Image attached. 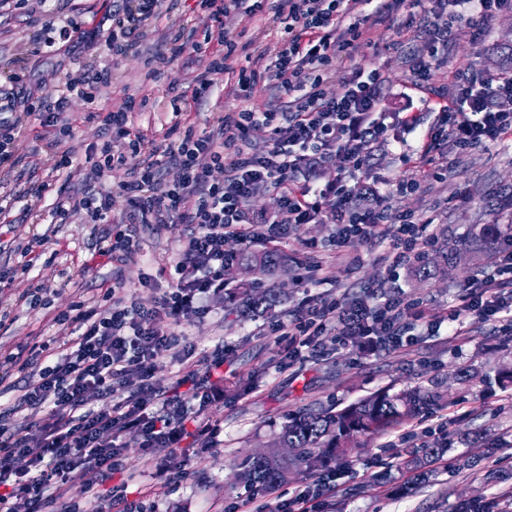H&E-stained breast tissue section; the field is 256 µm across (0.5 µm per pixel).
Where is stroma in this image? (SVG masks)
<instances>
[{
	"mask_svg": "<svg viewBox=\"0 0 512 512\" xmlns=\"http://www.w3.org/2000/svg\"><path fill=\"white\" fill-rule=\"evenodd\" d=\"M126 0H48L45 11L30 12L9 4L0 8V87L14 88L19 97L31 101L45 97L62 84L67 73L78 67L113 69L114 77L102 87L97 111L109 112L135 99V125L155 137L177 122L211 128L218 116L235 107L224 76H217L211 96L201 105L183 106L174 114L173 104L192 78L203 72L206 59L190 67L174 64L150 76L146 61L158 52L171 32L201 38L204 21L193 9V0H164L160 19L145 28L134 54L113 63L106 47L112 14ZM81 20L78 37L45 47L49 24L66 18ZM481 38L462 37L441 56L436 70L438 85H446L457 66L473 63L498 71L512 66V12H504L482 23ZM21 73L19 86L10 76ZM390 112L414 111L415 129L394 127L393 142L377 153V163L392 183L414 178L410 163L401 161L403 149H416L438 115L426 105L420 92H406L407 65L394 57L388 65ZM47 133L32 123L17 144V163L0 168V194L16 200L13 224L0 234L8 246L0 251V266L22 263L24 250L39 236L46 241L51 261H37L26 273L17 274L9 288L0 290V307L14 310L18 319L0 334V363L6 356L27 349L35 341L61 346L70 342L68 326L57 324V314L76 293L96 295L100 281L122 278L141 306L149 308L158 293L140 287L141 278L157 277L166 285L160 269L169 268L182 243L183 225L168 224L142 232L140 251L123 266L107 264L96 276L83 278L82 288L72 280L83 262L93 254L100 227L82 223L72 216L69 223L55 224L50 211L53 196H46L36 215L24 206L31 200L35 183L66 184L69 193L82 190L80 175L56 172L47 147ZM387 204L392 212L433 215L436 241L428 256L455 247L467 238L476 224H512V140L487 148L478 147L451 158L449 169L439 179L424 183L412 194L392 192ZM331 224H302L287 238L268 244H250L226 239L228 251L268 249L287 255L289 263L266 277L268 287L277 289L279 300L270 310L242 314L234 294L248 280L245 271L224 272V292L209 300L206 317L193 319L185 331L196 353L224 349V397L213 402L208 415L218 431L206 447L189 451L179 448L149 453L136 434L123 437L124 473L114 475L101 493L111 496L114 488L124 490L128 500L144 502L148 512H250L253 497L236 481L237 465L246 455L271 448L289 416L305 409L335 404L345 406L383 389L398 393L423 386L449 394V404L419 415L414 429L443 422L448 426L444 464L430 463L410 468L412 445L390 443L388 435H361L356 448L336 462V491L320 494L322 512H454L464 505L478 506L492 497L506 503L512 512V475L497 477L500 457L512 454V381L499 380L501 365L512 363V335L500 332L496 323L470 321L461 340L448 337L447 328L428 331L415 323L406 329V342L366 355L354 343L336 344L335 333L326 340L333 348L326 357L295 362L279 369L288 356L287 342L270 336L271 327L288 320L307 295L333 297L341 307L355 298L366 297L368 305L379 303L381 294L403 293L416 299L429 319L444 318L464 286L481 276L489 262L487 250L467 254L447 277L421 281L411 271L400 270L395 282L385 283L384 257L388 242L361 243L350 247L356 264L334 258Z\"/></svg>",
	"mask_w": 512,
	"mask_h": 512,
	"instance_id": "obj_1",
	"label": "stroma"
}]
</instances>
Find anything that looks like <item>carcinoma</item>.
<instances>
[{"mask_svg": "<svg viewBox=\"0 0 512 512\" xmlns=\"http://www.w3.org/2000/svg\"><path fill=\"white\" fill-rule=\"evenodd\" d=\"M458 257L459 252L455 248L440 251L432 261H423L415 267L414 276L426 281L445 275ZM234 261L263 274L286 263V259L275 251L236 254ZM239 295L243 311L248 313L271 307L277 297L273 289L258 295L244 288ZM443 400L444 394L415 386L393 395L379 392L339 410L329 405L300 411L288 420L278 436V445L294 449V454L284 457L273 449L263 457L247 456L238 463V481L254 491L264 492L281 482L293 468L310 470L331 457L339 459L346 456L354 436L397 428Z\"/></svg>", "mask_w": 512, "mask_h": 512, "instance_id": "obj_1", "label": "carcinoma"}]
</instances>
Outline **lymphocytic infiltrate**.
Wrapping results in <instances>:
<instances>
[{
	"instance_id": "1",
	"label": "lymphocytic infiltrate",
	"mask_w": 512,
	"mask_h": 512,
	"mask_svg": "<svg viewBox=\"0 0 512 512\" xmlns=\"http://www.w3.org/2000/svg\"><path fill=\"white\" fill-rule=\"evenodd\" d=\"M161 0H133L124 16L114 18L107 48L112 56L136 48L145 26L159 16ZM208 20L202 39L171 32L156 63L191 61L211 50L205 72L192 81L191 100L208 98L215 76H228L239 105L224 112L208 131L186 126L179 136L156 140L134 128V105L99 113L105 141L85 157L69 149L75 137L65 119L69 93L95 103L108 72L67 75L63 89L48 94L40 105L17 108L12 93L0 91V168L16 161L14 143L25 131L27 118L53 130L55 168L83 173V190L76 196L58 195L51 183L32 189L36 198L52 194L53 223H67L80 211L86 223L105 225L98 256L122 263L140 249V228L183 224L187 234L172 266L174 274L151 309L123 294L115 282L89 299L73 301L57 321L69 326L73 338L66 347L36 342L19 364V376L0 372V512H144L142 503L122 495L103 498L99 489L123 467L121 437L137 433L143 447L176 448L186 435L201 443L212 438L216 426L206 416L208 397L198 404L162 389L153 381V360L160 349L186 357L192 352L184 322L208 313L211 295L224 288L228 261L224 240L235 237L250 243L276 242L299 224H332L334 244L388 240V278L425 254L435 232L432 217L415 212L390 216L386 189L392 183L378 171L375 153L388 142V112L384 103L389 83L385 66L354 64L364 48L392 58L404 53L395 40L373 43L376 26L394 22L399 28H418L423 35L419 52L407 55L410 84L432 94L439 119L408 160L416 170L398 192H415L422 183L438 178L444 149L461 154L512 138V70L496 73L465 64L451 71L449 83H435L434 63L462 36L477 37L475 20H489L511 11L512 0H195ZM248 21L265 18L282 24L283 36L268 77L277 96L268 109L256 112L246 105L257 78L253 69L236 65L240 34L225 18ZM338 93H327L330 82ZM265 126L269 136L263 148H254L250 133ZM341 158L340 173L322 180L326 165ZM178 171L167 182V169ZM117 170L125 180L106 185ZM222 179H215V172ZM263 190L280 199L276 213L251 211L252 198ZM125 198L130 225L116 232L112 224L115 198ZM512 236L497 239L488 272L471 282L448 311V333L461 335L466 320L494 321L512 334ZM420 321L424 313L415 299L387 296L364 312L342 310L337 302L310 298L288 321L273 328L288 340V359L301 353L321 356L327 351L328 328L373 346L375 337L400 336L405 318ZM54 364H47V357ZM137 377L140 389L126 382ZM111 399L104 410L88 406L89 393ZM29 411L27 428H14L16 412ZM80 482L82 503L68 501L65 491Z\"/></svg>"
}]
</instances>
